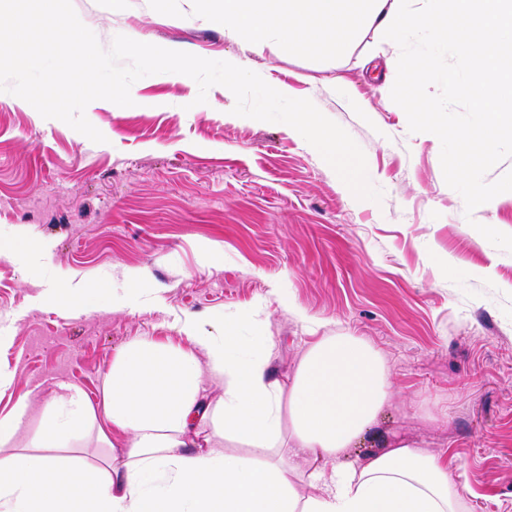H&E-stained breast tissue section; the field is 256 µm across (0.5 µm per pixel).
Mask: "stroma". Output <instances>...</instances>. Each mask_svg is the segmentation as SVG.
<instances>
[{"label":"stroma","mask_w":512,"mask_h":512,"mask_svg":"<svg viewBox=\"0 0 512 512\" xmlns=\"http://www.w3.org/2000/svg\"><path fill=\"white\" fill-rule=\"evenodd\" d=\"M72 5L103 49L122 34L235 56L310 99L362 148L383 196L357 199L292 127L233 115L220 85L199 104L197 84L159 73L133 84L135 105L92 101L101 143L0 92V242L31 247L0 258V373L13 379L0 412L30 399L16 446L59 384L101 408L128 346L187 350V320L218 336L229 313L259 305L274 378H290L316 341L312 320L381 354L393 395L346 461L407 441L447 460L468 512H512V252L476 229L512 234V199L466 213L439 139L410 132L391 99L397 44L370 31L347 57L317 62L228 41L192 0ZM64 282L105 292L63 309L48 295Z\"/></svg>","instance_id":"1"}]
</instances>
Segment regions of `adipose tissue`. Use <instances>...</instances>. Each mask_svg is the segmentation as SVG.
Listing matches in <instances>:
<instances>
[{"label": "adipose tissue", "mask_w": 512, "mask_h": 512, "mask_svg": "<svg viewBox=\"0 0 512 512\" xmlns=\"http://www.w3.org/2000/svg\"><path fill=\"white\" fill-rule=\"evenodd\" d=\"M259 311L224 321V333L186 328L193 351L153 342L112 364L101 411L79 390L56 397L43 425L14 441L29 404L0 415V512H462L467 488L446 462L405 443L344 462L392 396L380 353L349 334L319 337L289 384L274 379ZM224 389L208 401L203 379ZM201 422L213 434L268 451L261 459L195 450ZM124 448L97 463L63 456L81 434ZM313 462L304 474L290 454Z\"/></svg>", "instance_id": "1"}]
</instances>
